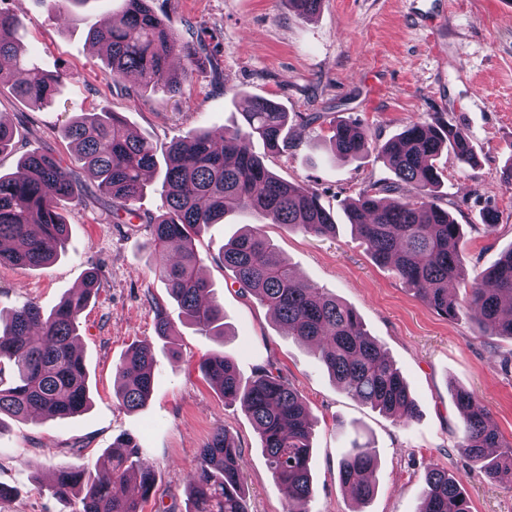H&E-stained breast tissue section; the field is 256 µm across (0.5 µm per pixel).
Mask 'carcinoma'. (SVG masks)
Here are the masks:
<instances>
[{
    "instance_id": "1",
    "label": "carcinoma",
    "mask_w": 512,
    "mask_h": 512,
    "mask_svg": "<svg viewBox=\"0 0 512 512\" xmlns=\"http://www.w3.org/2000/svg\"><path fill=\"white\" fill-rule=\"evenodd\" d=\"M122 14L106 25L88 29L92 46L104 51L106 80L119 84L130 77L140 90L161 89L181 96L192 74L211 62L203 41H186L150 6L149 0H123ZM21 15L0 9V85L34 106L51 101L63 76L46 72L24 50ZM185 61L180 71L169 60ZM241 120L224 128L223 147L195 132L159 148L134 134L125 119L105 107L84 113L64 129L77 156L98 178L112 213L132 215L146 189L144 173L163 165L167 212L149 222L147 247L154 270L185 319L212 336L224 335V307L210 297L211 285L198 276L202 262L196 245L201 228L239 210L269 216L306 234L331 233L336 220L307 186L285 182L252 150L253 140L272 153L285 145L288 113L276 102L256 98ZM329 142L345 159L374 151L393 171L407 193L391 202L367 187L346 212L373 259L391 265L397 278L438 314L467 317L489 336L512 339V249L494 268L467 276L462 227L437 194L436 161L446 151L461 164L476 163L468 136L437 119L414 122L384 143L372 142L357 122H329ZM83 187L75 171L54 155L35 150L23 155L15 170L0 172V266L40 268L65 251L68 225L59 213L64 202L79 201ZM224 267L239 288L265 305L287 334L315 347L319 361L351 398L400 420L416 416V404L400 371L383 345L372 337L355 310L335 296L295 279L288 262L257 229L237 234L224 244ZM458 283L460 296L450 288ZM98 288V275L86 274L82 289L65 298L48 315L32 302L11 313L0 328V364L13 373L4 381L0 369V416L70 418L89 405L87 369L74 348L79 316ZM153 356L147 346L133 347L117 366L116 397L126 408L146 405L152 392ZM206 379L224 397L241 404L258 431L273 482L286 512L310 497L311 420L302 396L268 368L242 380L234 362L215 352L200 364ZM461 417L458 447L470 472L512 490V441L503 438L490 412L474 393L458 390ZM239 448L217 429L200 450L188 479L187 512H249L240 477ZM111 475L101 479L84 464L58 468L52 494L67 501L79 496L72 512H139L155 483L129 439L107 450ZM377 466L370 444L358 445L337 463L338 477L365 501L375 485L367 478ZM134 478L140 497L127 498L117 487ZM418 512H471L463 479L441 469L429 471Z\"/></svg>"
}]
</instances>
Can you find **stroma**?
I'll list each match as a JSON object with an SVG mask.
<instances>
[{"mask_svg":"<svg viewBox=\"0 0 512 512\" xmlns=\"http://www.w3.org/2000/svg\"><path fill=\"white\" fill-rule=\"evenodd\" d=\"M10 2L23 14V42L38 66L65 72L66 79L54 101L40 107L0 87V115L15 130L14 150L0 155V171L30 150H48L74 168L85 194L63 206L64 256L37 269L0 266V312L27 301L51 311L91 270L100 287L80 316L77 341L92 405L63 420L0 421V483L16 491L0 502V512H71L47 488L52 470L97 466L121 436L136 441L142 462L156 473L143 512H186L188 476L219 428L241 452L249 512H284L252 420L241 405H225L199 370L213 352L229 355L245 378L260 367L273 369L305 399L313 446L307 512H417L435 466L463 477L471 512H512L511 491L469 474L457 445L455 404L456 389L473 391L512 440V365L502 363L512 339L483 335L465 318L442 317L372 258L348 224L346 207L368 186L394 199L395 177L376 153L341 161L328 142L333 118L359 122L380 143L418 120L440 118L462 129L478 164L465 167L442 154L438 195L462 226L468 266L492 269L512 249V185L501 180L512 164V8L501 0H446L444 18L426 24L414 17L413 0H322L310 16L289 10L286 0H152L180 37L201 36L216 52L217 70L195 73L184 95L174 97L137 93L131 80L122 88L107 84L103 55L87 31L119 13L122 0H89L64 24L46 0ZM255 97L274 100L288 114V144L267 166L284 181L316 190L336 231L315 237L246 212L204 229L201 270L224 307L227 334L220 338L184 323L154 273L146 220L164 211L161 172L150 177L137 216H113L63 130L74 116L105 106L162 146L200 130L221 134ZM313 113L318 121L308 122ZM489 209L499 216L490 231L483 226ZM248 224L278 245L298 278L360 315L406 380L417 405L413 420L400 422L348 397L309 345L288 336L255 298L241 295L222 249ZM159 305L174 325L167 339L155 330ZM138 341L153 352V393L144 408L128 410L115 398L116 367ZM367 441L378 452L376 491L357 503L340 484L337 463Z\"/></svg>","mask_w":512,"mask_h":512,"instance_id":"35a3bbf8","label":"stroma"}]
</instances>
